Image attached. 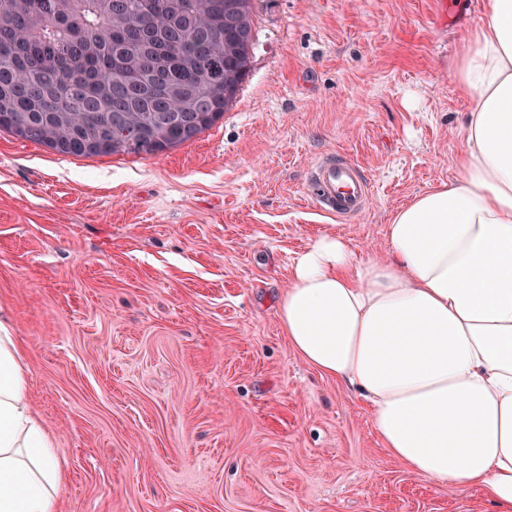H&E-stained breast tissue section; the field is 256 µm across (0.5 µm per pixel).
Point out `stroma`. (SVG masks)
Masks as SVG:
<instances>
[{
    "instance_id": "1",
    "label": "stroma",
    "mask_w": 512,
    "mask_h": 512,
    "mask_svg": "<svg viewBox=\"0 0 512 512\" xmlns=\"http://www.w3.org/2000/svg\"><path fill=\"white\" fill-rule=\"evenodd\" d=\"M251 71L194 141L74 157L0 131V304L67 479L61 512H494L390 457L288 345L273 300L317 237L359 258L456 175L451 60L485 0H254ZM358 162L339 221L313 162ZM307 196L314 204L336 216L352 219L367 208L371 189L362 168L340 154H329L311 167Z\"/></svg>"
}]
</instances>
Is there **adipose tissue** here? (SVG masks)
<instances>
[{"label": "adipose tissue", "mask_w": 512, "mask_h": 512, "mask_svg": "<svg viewBox=\"0 0 512 512\" xmlns=\"http://www.w3.org/2000/svg\"><path fill=\"white\" fill-rule=\"evenodd\" d=\"M451 76L476 98L456 177L398 209L366 261L317 238L276 316L308 365L367 403L407 471L512 512V0H486ZM65 479L0 308V512H60Z\"/></svg>", "instance_id": "adipose-tissue-1"}]
</instances>
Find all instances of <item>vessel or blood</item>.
<instances>
[{
    "label": "vessel or blood",
    "mask_w": 512,
    "mask_h": 512,
    "mask_svg": "<svg viewBox=\"0 0 512 512\" xmlns=\"http://www.w3.org/2000/svg\"><path fill=\"white\" fill-rule=\"evenodd\" d=\"M307 195L315 207L339 219H351L367 208L371 189L362 168L339 154L317 160L309 174Z\"/></svg>",
    "instance_id": "1"
}]
</instances>
